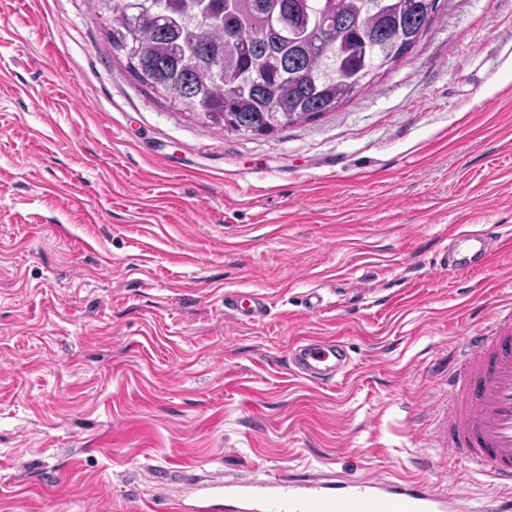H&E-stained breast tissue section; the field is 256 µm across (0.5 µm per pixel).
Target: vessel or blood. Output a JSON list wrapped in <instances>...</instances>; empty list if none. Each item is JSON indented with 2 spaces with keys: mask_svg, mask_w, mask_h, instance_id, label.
I'll list each match as a JSON object with an SVG mask.
<instances>
[{
  "mask_svg": "<svg viewBox=\"0 0 512 512\" xmlns=\"http://www.w3.org/2000/svg\"><path fill=\"white\" fill-rule=\"evenodd\" d=\"M483 234L453 235L441 268L461 265L463 257L483 258ZM225 308L251 320L267 312L265 297L248 293L227 298ZM293 371L314 384H326L351 364L341 341L305 338L290 356ZM445 435L450 453L512 487V312L466 337L463 348L448 349V415ZM231 512H468L463 497L437 490L429 480L376 478L336 482L321 476L295 477L275 484H225Z\"/></svg>",
  "mask_w": 512,
  "mask_h": 512,
  "instance_id": "b4317fda",
  "label": "vessel or blood"
}]
</instances>
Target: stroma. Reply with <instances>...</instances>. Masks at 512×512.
<instances>
[{
	"label": "stroma",
	"mask_w": 512,
	"mask_h": 512,
	"mask_svg": "<svg viewBox=\"0 0 512 512\" xmlns=\"http://www.w3.org/2000/svg\"><path fill=\"white\" fill-rule=\"evenodd\" d=\"M484 227L512 236V0H448L406 63L269 135L172 110L87 0H0V512L309 474L512 498L437 434L449 345L512 309V250L438 265ZM309 336L349 372L294 375ZM486 245L484 235L478 231H459L451 238V241L448 244V249L445 248L442 251L439 265L444 270H447L448 268L458 269L461 266H468V264L462 262L460 252H463L470 260H472L473 257L480 260L487 252ZM224 306L236 317H246L251 320L262 319L267 312L266 298L259 293L226 297Z\"/></svg>",
	"instance_id": "35a3bbf8"
}]
</instances>
